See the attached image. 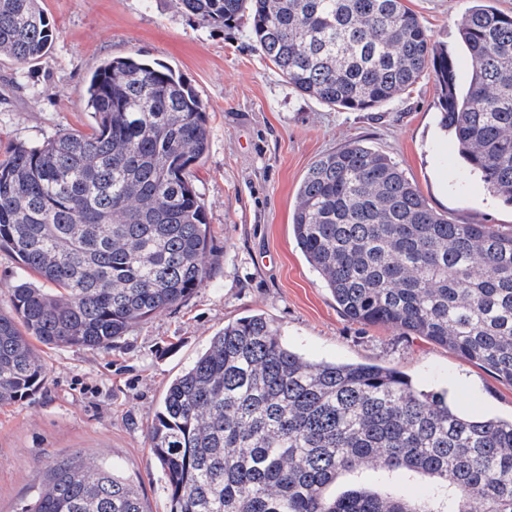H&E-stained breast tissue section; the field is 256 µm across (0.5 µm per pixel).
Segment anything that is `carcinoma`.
I'll use <instances>...</instances> for the list:
<instances>
[{
	"label": "carcinoma",
	"instance_id": "obj_1",
	"mask_svg": "<svg viewBox=\"0 0 512 512\" xmlns=\"http://www.w3.org/2000/svg\"><path fill=\"white\" fill-rule=\"evenodd\" d=\"M172 2L203 25L247 17L289 84L345 110L388 103L434 73L441 128L512 206V14L464 11L462 85L403 0ZM54 37L40 0H0V58L35 62ZM85 97L89 130L0 160V251L20 269L0 310V406L44 383L36 344L107 349L208 277L191 169L210 134L195 89L163 62L125 57L98 67ZM292 229L346 316L434 341L512 383V232L449 220L389 155L359 142L311 165ZM147 439L169 512H512V417L453 407L395 368L307 359L261 313L210 337L169 383ZM366 468L430 484L418 498L360 486L326 495ZM22 512L145 510L102 459L54 463Z\"/></svg>",
	"mask_w": 512,
	"mask_h": 512
}]
</instances>
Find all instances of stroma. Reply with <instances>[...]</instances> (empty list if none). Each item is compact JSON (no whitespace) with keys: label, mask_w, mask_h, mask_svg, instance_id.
<instances>
[{"label":"stroma","mask_w":512,"mask_h":512,"mask_svg":"<svg viewBox=\"0 0 512 512\" xmlns=\"http://www.w3.org/2000/svg\"><path fill=\"white\" fill-rule=\"evenodd\" d=\"M405 3L466 75L457 24L467 0ZM43 7L56 30L50 52L34 63L0 59V159L62 130H88L84 89L104 61H163L205 106L210 145L193 175L212 253L201 288L112 348L46 350L43 385L0 408V512H20L50 464L86 458L107 459L138 488L146 512H169L147 440L165 388L224 324L253 313L269 317L283 341L310 359L393 367L416 388L447 390L451 405L512 415V383L447 347L345 317L293 236L301 178L321 155L350 142L388 154L450 220L512 231V207L483 187L440 130L434 76L382 107L344 111L287 84L247 22L202 25L170 0H43Z\"/></svg>","instance_id":"stroma-1"}]
</instances>
